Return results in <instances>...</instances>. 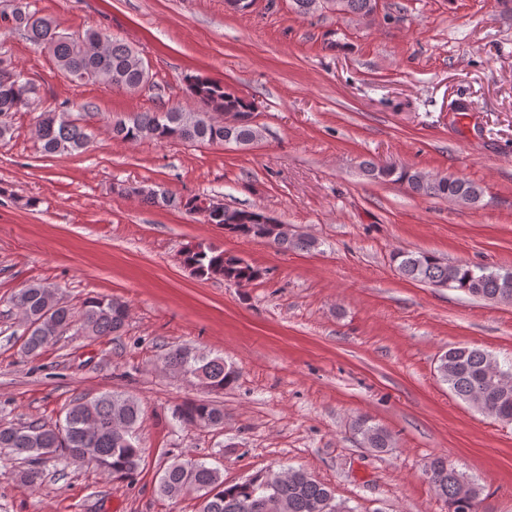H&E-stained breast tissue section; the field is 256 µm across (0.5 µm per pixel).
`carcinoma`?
I'll return each mask as SVG.
<instances>
[{"instance_id":"cac0c4a2","label":"carcinoma","mask_w":512,"mask_h":512,"mask_svg":"<svg viewBox=\"0 0 512 512\" xmlns=\"http://www.w3.org/2000/svg\"><path fill=\"white\" fill-rule=\"evenodd\" d=\"M293 9L308 15L327 5L339 12L361 17L376 14V0H292ZM0 29L18 30L36 46L52 52L57 66L80 81L107 83L117 90H135L149 83L150 72L143 59L125 42L97 30L78 37L59 31L48 17L39 15L25 2L21 9L0 12ZM195 95L205 104L202 112H187L170 107L161 112H139L116 118L110 123L112 137L126 143L152 140L157 143L180 141L196 145L222 144L224 139L236 146L257 142L260 130L251 120L253 102L237 95L217 80L195 77L191 81ZM35 88L14 62L0 65V142L10 135L2 118L32 104ZM232 112L238 123L224 128L214 115ZM36 136L45 156L85 151L90 134L85 126L70 118L68 110L43 112L37 117ZM371 181L403 184L421 197L443 198L477 206L484 189L459 177L430 175L405 166L362 163ZM150 207L197 210L202 197L178 198L159 187L139 186L129 189ZM207 223L215 224L245 239H261L279 250L310 252L317 249L316 238L281 231L282 224L262 209H231L221 205L211 211ZM399 274L412 282L453 288L474 298L512 303V271L493 270L486 265L449 263L425 251L399 250L393 254ZM181 263L201 279L224 278L248 283L261 277V271L245 260L228 254L212 244L197 243L181 252ZM23 322V351L35 356L49 345L58 343L72 328L89 337L119 335L129 318L122 301L108 296L89 297L81 309L73 311L56 297V288L44 283L22 287L9 300ZM161 362L164 369L190 376L208 392L222 394L237 378L233 366L221 356L210 357L187 346L167 352ZM440 381L462 401L472 404L496 419L512 422V363L501 364L492 353L478 347H452L438 359ZM175 414L188 427L217 429L224 425V408L212 400L189 399L178 405ZM143 419L138 400L122 392H100L75 398L63 421L12 424L0 421V448L21 457L28 467L20 471L23 485L36 488L42 484V470L37 464L55 458L67 465H93L112 478L131 481L142 462V449L136 443V431ZM355 434L369 448L384 452L393 447L391 434L370 423L366 416L356 418ZM429 483L448 504V512H460L461 493L469 496V512H479L480 489L448 462V456L433 458L426 469ZM161 496L176 499L195 493L204 498L200 512H354L335 502L330 488L303 469H289L281 479L274 472H259L242 482L227 483L221 472L201 460L175 459L163 470L158 484Z\"/></svg>"}]
</instances>
